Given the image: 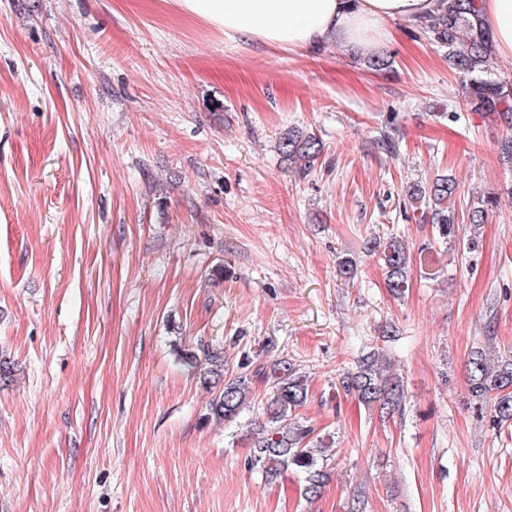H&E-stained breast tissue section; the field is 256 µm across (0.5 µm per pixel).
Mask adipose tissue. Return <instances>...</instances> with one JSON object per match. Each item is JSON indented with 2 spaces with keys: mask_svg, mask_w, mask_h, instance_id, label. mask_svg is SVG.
Here are the masks:
<instances>
[{
  "mask_svg": "<svg viewBox=\"0 0 512 512\" xmlns=\"http://www.w3.org/2000/svg\"><path fill=\"white\" fill-rule=\"evenodd\" d=\"M174 5L226 40L289 52L332 40L379 46L388 39V22L416 23L441 8L439 0H174ZM482 22L497 52L512 58V0H483Z\"/></svg>",
  "mask_w": 512,
  "mask_h": 512,
  "instance_id": "1",
  "label": "adipose tissue"
}]
</instances>
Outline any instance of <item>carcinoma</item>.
<instances>
[{"label": "carcinoma", "instance_id": "1", "mask_svg": "<svg viewBox=\"0 0 512 512\" xmlns=\"http://www.w3.org/2000/svg\"><path fill=\"white\" fill-rule=\"evenodd\" d=\"M481 11L482 0H442L440 13L421 23L420 28L430 40L448 50V63L463 77L465 106L511 124L512 95L507 91V82L490 68L493 38L483 27ZM322 149L313 134L300 129L288 130L279 142L283 159L291 164L300 163L303 171L311 168ZM455 192L456 183L449 178L438 179L427 189L416 186L408 192L410 205L421 211L423 222L431 224L438 242H452L458 236L455 210L448 206ZM497 206L496 196L481 199L470 216L473 230H478L489 211ZM364 249L379 257L391 292L404 293L410 279V256L405 242L398 237L374 235L366 239ZM336 273L346 282L355 280L356 259L339 256ZM176 353L179 362L197 375L204 386L218 389L209 401L206 419L227 425L236 422L245 410L258 409L259 420L249 434V466L259 469L267 483L276 482L290 470L296 471L304 478L303 497L318 498L328 476L329 448L334 446L335 439L333 434H322L299 417V410L310 396L306 374L295 364L279 360L256 369L248 377H228L220 351L207 349L200 356L178 346ZM255 379L267 386L258 403L252 389ZM468 382L472 398L491 406L495 425L512 422V360L492 366L485 352L476 349L468 361ZM336 389L387 416L400 411L406 398L404 382L384 374L374 355L357 360L355 369L340 376Z\"/></svg>", "mask_w": 512, "mask_h": 512}]
</instances>
